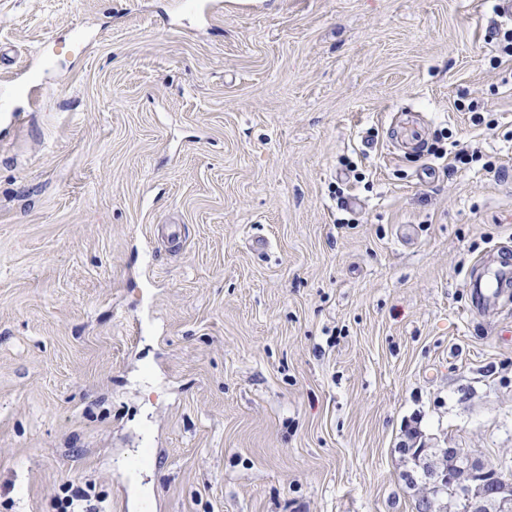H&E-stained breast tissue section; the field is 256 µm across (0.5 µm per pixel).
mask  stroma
I'll use <instances>...</instances> for the list:
<instances>
[{"label":"stroma","instance_id":"35a3bbf8","mask_svg":"<svg viewBox=\"0 0 512 512\" xmlns=\"http://www.w3.org/2000/svg\"><path fill=\"white\" fill-rule=\"evenodd\" d=\"M212 3L0 0V512H415L411 449L512 468V290L468 288L512 263V22ZM512 271L510 268L500 269L498 270L492 279H490L487 283L485 288L483 290H480L479 293L475 296V305L474 309L476 310H483L485 305L487 303H490L492 301L493 297H497V295L500 293V289L497 288L499 281L501 283H504L506 281H510L511 279ZM496 285V287H495ZM105 498L96 487L73 481H66L59 486L53 498V508L56 512H102L100 510Z\"/></svg>","mask_w":512,"mask_h":512}]
</instances>
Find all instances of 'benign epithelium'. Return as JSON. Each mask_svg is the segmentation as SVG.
<instances>
[{
  "mask_svg": "<svg viewBox=\"0 0 512 512\" xmlns=\"http://www.w3.org/2000/svg\"><path fill=\"white\" fill-rule=\"evenodd\" d=\"M451 461L434 470L433 485L447 486L466 512H512V477L475 460L464 448H450Z\"/></svg>",
  "mask_w": 512,
  "mask_h": 512,
  "instance_id": "1",
  "label": "benign epithelium"
}]
</instances>
